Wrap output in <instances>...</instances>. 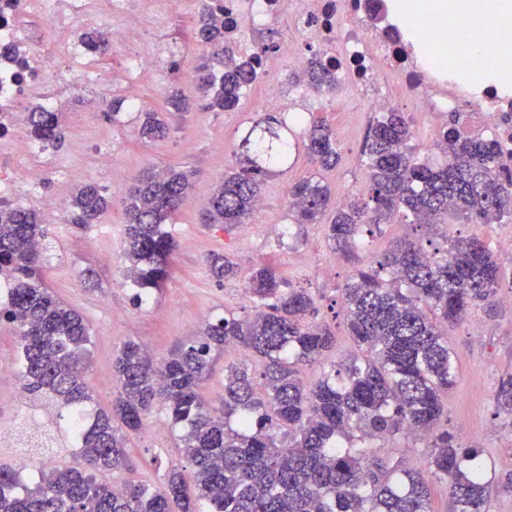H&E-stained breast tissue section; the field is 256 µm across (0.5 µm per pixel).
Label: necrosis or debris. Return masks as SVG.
<instances>
[{"instance_id": "4bbe7bcc", "label": "necrosis or debris", "mask_w": 512, "mask_h": 512, "mask_svg": "<svg viewBox=\"0 0 512 512\" xmlns=\"http://www.w3.org/2000/svg\"><path fill=\"white\" fill-rule=\"evenodd\" d=\"M391 0H224V18L234 25L267 23L283 28L278 49L263 55L265 104L280 109L288 93L276 74L305 67L311 47L325 63L365 92L368 109L384 111L381 87L398 88L419 112H466L478 129L512 149V96L500 78L476 73L475 58L463 72L441 59L457 53V26L437 16L412 25L371 28L370 14L387 16ZM168 0H0V205L33 206L55 214L61 200L42 189L51 156L30 133L32 112H60L74 90L94 96L104 79L98 61L104 48L124 52L119 91L137 108L147 87L173 71L146 22L165 12ZM20 426H0L4 448H48L55 440L50 415L25 394H15Z\"/></svg>"}]
</instances>
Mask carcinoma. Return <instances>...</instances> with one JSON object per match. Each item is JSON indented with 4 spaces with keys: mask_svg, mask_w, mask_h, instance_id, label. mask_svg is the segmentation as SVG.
I'll return each instance as SVG.
<instances>
[{
    "mask_svg": "<svg viewBox=\"0 0 512 512\" xmlns=\"http://www.w3.org/2000/svg\"><path fill=\"white\" fill-rule=\"evenodd\" d=\"M197 15L199 109L232 111L256 81L258 57L247 61L235 53L236 40L224 36L223 4L198 0ZM338 79L313 53L302 76L288 84L331 89ZM136 118L143 139L169 133L161 112L146 109ZM294 119L304 126L310 156L323 169L335 168L331 128L307 115ZM29 125L49 148L62 147L57 113L33 112ZM291 132L280 115L253 122L239 142L235 171L224 173L201 223L224 230L245 223L267 178L288 163ZM414 137L404 113H383L364 146L366 195L335 207L328 186L309 176L289 189L295 223H326L329 245L348 252L366 246L364 227L396 218L429 230L450 215L463 224L512 219L511 150L492 135L465 129L458 112L448 113L436 143L449 162L419 157ZM195 176L173 167L148 171L123 198L126 272L136 287V308L171 274L176 244L165 224ZM109 203L103 188L83 186L72 197L71 223H93ZM48 234L38 211L0 208V271L13 281L0 323L20 345L23 391L60 410L90 400L91 335L86 319L56 299L40 276ZM445 243L429 251L420 237L397 240L346 282L341 309L348 336L364 355L331 364L310 387L297 366L323 357L336 336L318 318L314 297L268 266L253 268L245 288L253 317L228 311L160 361L140 343L124 341L113 360L118 396L112 411L88 425L70 464L42 473L22 494L15 493L17 470L0 466V512H198L202 499L211 512H432L433 483L445 487L453 512H489L493 481L483 451L462 445L448 430L443 396L455 384L456 366L444 328L491 302L512 273L477 238ZM206 265L219 282L237 276L224 253L210 254ZM237 347L261 370L224 367V393L215 405L201 384L216 354ZM158 404L183 431L182 454L194 467V484L177 464L159 486L116 488L98 479L130 466L129 444ZM495 414L512 416V377L499 383ZM403 433L430 440L424 468L380 457L368 446Z\"/></svg>",
    "mask_w": 512,
    "mask_h": 512,
    "instance_id": "carcinoma-1",
    "label": "carcinoma"
}]
</instances>
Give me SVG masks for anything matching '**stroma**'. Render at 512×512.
Segmentation results:
<instances>
[{
  "instance_id": "stroma-1",
  "label": "stroma",
  "mask_w": 512,
  "mask_h": 512,
  "mask_svg": "<svg viewBox=\"0 0 512 512\" xmlns=\"http://www.w3.org/2000/svg\"><path fill=\"white\" fill-rule=\"evenodd\" d=\"M150 27L159 40L182 41L189 45L187 73L179 86L194 95L197 54L193 33L197 15L192 6L174 4ZM123 54L112 51L99 66L106 81L97 108H89L82 93H71L62 118L68 127V141L54 157L60 170H76L84 182L106 186L108 176L99 169L94 152H75V141L93 139L109 147L117 160L122 185L148 169L174 164L195 171L193 188L166 229L176 241L171 259L172 272L162 288L154 290L142 308L133 307V284L126 276L124 256V205L122 195L111 198L109 209L96 225L81 229L65 224L61 236H50L44 254L42 277L47 288L64 304L78 310L92 328L88 381L92 400L84 414L108 411L116 396L117 382L112 360L119 344L135 339L155 357H167L186 338L199 334L207 323L231 311L238 316L252 315L253 308L244 288L251 269L259 264L276 267L293 287L309 289L320 316L336 333V345L322 363L301 366L304 384L317 381L323 364L347 358L354 346L347 334L343 316L332 309L340 300L344 284L358 268L370 265L374 256L394 240L414 234L407 224H385L369 238L368 247L354 256H344L331 248L322 224L297 225L288 209V190L299 179L319 174L329 185L334 199H352L364 194L367 170L362 149L368 130L376 120L367 110L365 95L339 81L329 92L304 98L301 107L314 119L336 132L341 160L336 169L316 172L307 155L305 135L295 137V150L286 167L279 169L264 187L265 207L248 221L250 234L241 227L222 231L202 224L200 214L210 202L214 185L223 177L225 166L234 158L244 129L266 110L260 85H253L237 110L230 112H184L170 118V135L160 142H146L137 135L133 114L123 122L112 120L109 103L113 86L122 75ZM223 140V151H215V140ZM476 237L494 253L501 254L512 244V221L499 224H456L448 226L447 236ZM227 254L238 267L236 279L216 282L208 271L209 253ZM500 301L471 311L466 322L448 327V345L457 367L455 386L449 390L448 428L464 445H475L493 466L498 479L492 490L490 512H512V417L496 415L494 396L500 379L512 374V304L503 298L512 287L500 288ZM121 305L125 317L113 319V305ZM179 430L169 427L164 436L146 433L133 437L130 469L113 473L112 483L134 480L160 485L172 463L181 458Z\"/></svg>"
}]
</instances>
